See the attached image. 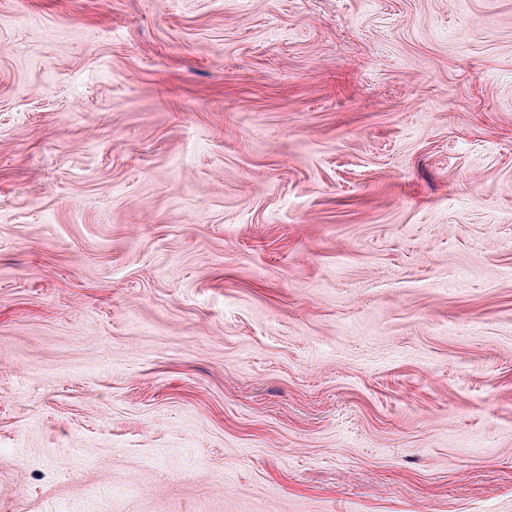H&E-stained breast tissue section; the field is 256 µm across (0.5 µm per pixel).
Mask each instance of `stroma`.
<instances>
[{
	"instance_id": "obj_1",
	"label": "stroma",
	"mask_w": 512,
	"mask_h": 512,
	"mask_svg": "<svg viewBox=\"0 0 512 512\" xmlns=\"http://www.w3.org/2000/svg\"><path fill=\"white\" fill-rule=\"evenodd\" d=\"M0 512H512V0H0Z\"/></svg>"
}]
</instances>
